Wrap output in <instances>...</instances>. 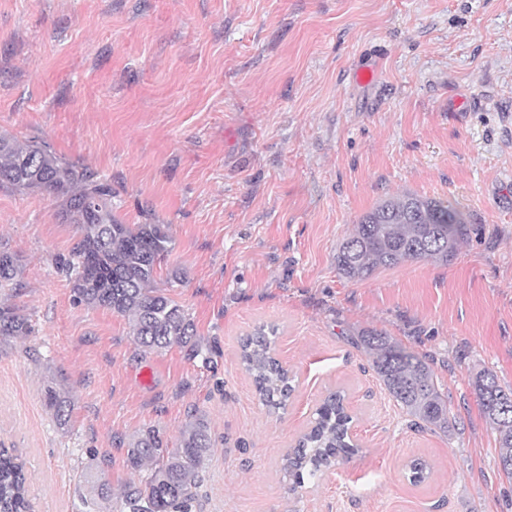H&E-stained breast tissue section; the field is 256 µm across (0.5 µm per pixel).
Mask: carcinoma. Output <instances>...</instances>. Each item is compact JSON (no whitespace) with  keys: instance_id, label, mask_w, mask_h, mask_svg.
<instances>
[{"instance_id":"carcinoma-1","label":"carcinoma","mask_w":512,"mask_h":512,"mask_svg":"<svg viewBox=\"0 0 512 512\" xmlns=\"http://www.w3.org/2000/svg\"><path fill=\"white\" fill-rule=\"evenodd\" d=\"M20 194L52 197L64 224L75 228L69 253L57 259L70 277L74 300L112 310L127 319L138 348L158 351L173 344L199 352L194 323L183 306L156 288L157 268L171 252L167 224H125L115 214L112 183L85 167L62 160L35 142L19 143L0 136V186ZM469 215L456 202L403 194L383 201L363 215L340 244L336 267L348 279L364 280L405 262L433 259L448 263L467 236ZM19 258L0 251V293L20 287ZM33 329L14 305L0 300V341L25 338ZM275 329L258 327L242 343L241 363L252 377L259 402L272 412L285 409L293 379L274 357ZM359 345L388 394L407 414L426 426L446 432L453 427L447 400L425 358L407 350L385 333L362 332ZM473 386L485 417L497 435L498 463L512 462V390L484 371ZM68 396L48 386L46 406L59 426L68 423ZM352 417L341 391L329 393L316 410L311 428L287 455L284 470L297 487L322 476L339 457L359 451L348 434ZM214 448L209 422L193 415L179 431L174 446L160 431L148 428L127 443L126 462L138 480L121 491V512H191L202 486L206 462ZM409 480L424 482L430 467L416 459ZM24 464L14 448H0V512H31ZM89 509L109 501L101 477H86Z\"/></svg>"}]
</instances>
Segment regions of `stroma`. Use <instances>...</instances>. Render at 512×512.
Listing matches in <instances>:
<instances>
[{
  "mask_svg": "<svg viewBox=\"0 0 512 512\" xmlns=\"http://www.w3.org/2000/svg\"><path fill=\"white\" fill-rule=\"evenodd\" d=\"M1 134L109 178L124 223L169 225L156 286L199 343L146 353L124 317L75 303L55 265L74 227L0 186L34 329L0 344V445L35 512H83L89 466L120 491L123 442L175 439L197 412L216 446L192 512H512L472 387L489 370L512 389V0H0ZM403 193L465 206L456 257L343 277L354 224ZM263 325L295 378L276 413L239 357ZM371 329L425 357L454 428L388 395L356 345ZM336 390L360 451L292 490L283 457ZM69 397L64 390L54 386H48L46 391V406L53 413L59 426H66L68 423V414L66 407L68 406Z\"/></svg>",
  "mask_w": 512,
  "mask_h": 512,
  "instance_id": "stroma-1",
  "label": "stroma"
}]
</instances>
